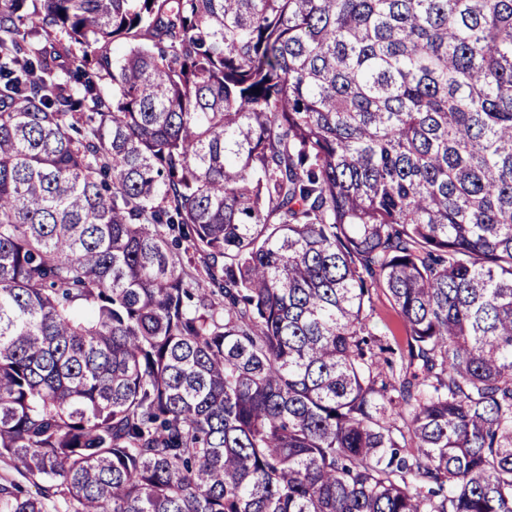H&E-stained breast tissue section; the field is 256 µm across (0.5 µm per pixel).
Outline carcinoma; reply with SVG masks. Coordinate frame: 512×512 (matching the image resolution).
<instances>
[{"label":"carcinoma","mask_w":512,"mask_h":512,"mask_svg":"<svg viewBox=\"0 0 512 512\" xmlns=\"http://www.w3.org/2000/svg\"><path fill=\"white\" fill-rule=\"evenodd\" d=\"M0 458V512H512V0H0ZM367 313L369 327L377 337L387 340L395 349L406 347L405 325L384 291L373 292Z\"/></svg>","instance_id":"obj_1"}]
</instances>
